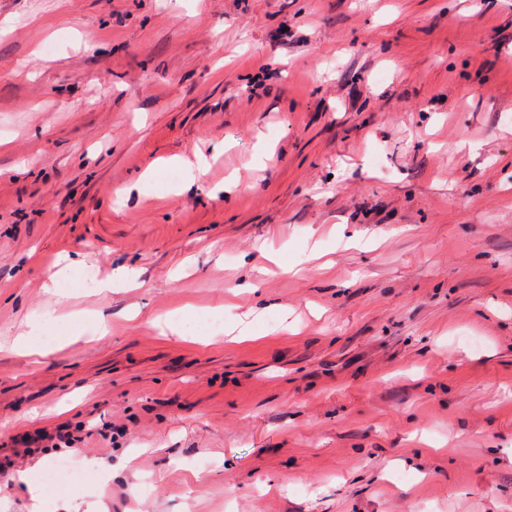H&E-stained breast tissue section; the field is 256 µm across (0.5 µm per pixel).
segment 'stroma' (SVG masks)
I'll return each mask as SVG.
<instances>
[{"instance_id": "stroma-1", "label": "stroma", "mask_w": 512, "mask_h": 512, "mask_svg": "<svg viewBox=\"0 0 512 512\" xmlns=\"http://www.w3.org/2000/svg\"><path fill=\"white\" fill-rule=\"evenodd\" d=\"M4 460L0 512H512V0H0Z\"/></svg>"}]
</instances>
